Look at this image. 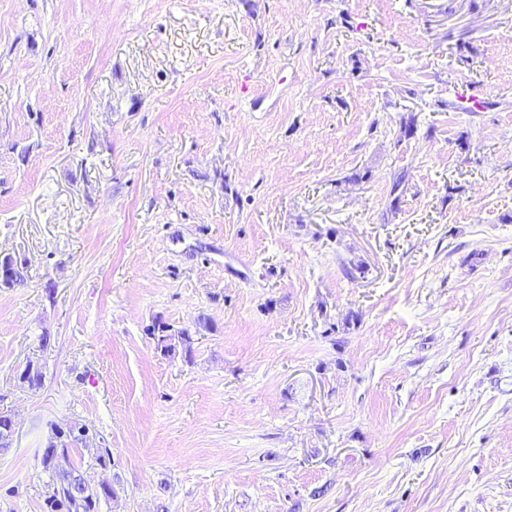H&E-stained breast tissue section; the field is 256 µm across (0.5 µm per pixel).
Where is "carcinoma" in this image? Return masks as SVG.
I'll list each match as a JSON object with an SVG mask.
<instances>
[{
	"mask_svg": "<svg viewBox=\"0 0 512 512\" xmlns=\"http://www.w3.org/2000/svg\"><path fill=\"white\" fill-rule=\"evenodd\" d=\"M15 259L10 255H0V287L16 288L25 285V276L20 274L13 277ZM153 330L159 332L158 342L162 343V351L167 354L176 353L177 347H182L186 354L191 352L192 337L188 330L181 329L170 332V326L157 322ZM82 428L60 429L49 437L42 455L44 469L52 475V491L47 497V506L51 512H99L101 500L114 496L115 490L107 485L95 486L91 480L75 467L70 448L83 441ZM76 476L82 485V496L74 498L65 492L63 482L70 476Z\"/></svg>",
	"mask_w": 512,
	"mask_h": 512,
	"instance_id": "obj_1",
	"label": "carcinoma"
}]
</instances>
